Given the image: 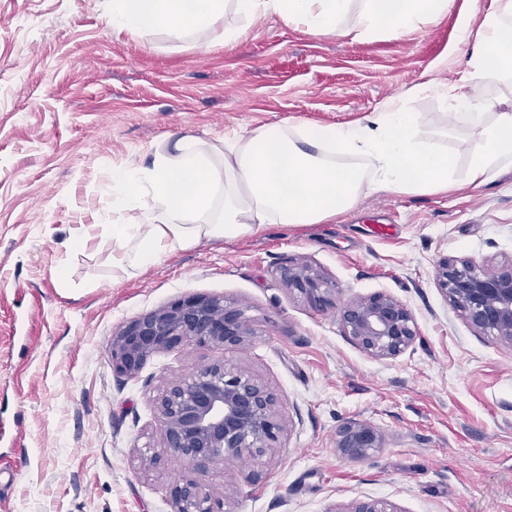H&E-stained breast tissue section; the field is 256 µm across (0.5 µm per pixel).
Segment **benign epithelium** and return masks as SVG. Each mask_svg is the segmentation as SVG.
Listing matches in <instances>:
<instances>
[{
	"mask_svg": "<svg viewBox=\"0 0 512 512\" xmlns=\"http://www.w3.org/2000/svg\"><path fill=\"white\" fill-rule=\"evenodd\" d=\"M281 279L314 310L336 305V284L318 269L287 267ZM436 279L471 325L512 345V262L488 274L445 258L436 266ZM339 316L345 333L377 357L399 355L418 335L412 310L383 293L348 302ZM255 336L244 308L218 297L185 296L124 325L112 338V368L133 377L156 352L187 344L227 350ZM277 406L271 386L221 361L201 364L189 377L163 387L155 407L164 448L186 459L195 473L171 486L173 512H224V498L208 492L202 476L217 463H257L272 455L285 433ZM381 447L382 434L365 422H347L336 433V449L344 458L365 459ZM340 512L399 510L386 500H371Z\"/></svg>",
	"mask_w": 512,
	"mask_h": 512,
	"instance_id": "benign-epithelium-1",
	"label": "benign epithelium"
}]
</instances>
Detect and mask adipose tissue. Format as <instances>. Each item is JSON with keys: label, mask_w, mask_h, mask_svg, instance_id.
I'll return each instance as SVG.
<instances>
[{"label": "adipose tissue", "mask_w": 512, "mask_h": 512, "mask_svg": "<svg viewBox=\"0 0 512 512\" xmlns=\"http://www.w3.org/2000/svg\"><path fill=\"white\" fill-rule=\"evenodd\" d=\"M352 0H112V27L151 32L168 28L184 37L211 31L233 4L242 19L275 16L319 36L338 27ZM450 0H363L361 34L393 36L447 11ZM460 42L473 54L460 82L448 93L450 107L483 117L487 102L477 88L493 74L512 75V0H497L478 30L463 26ZM418 113L399 102L349 126L267 124L210 141L179 138L156 152L147 167L112 172V209L142 210V222L114 221L121 261L138 270L160 255L257 235L269 225L322 224L353 208L364 188L388 194H447L481 188L512 168V112L496 113L483 126V145L454 177L455 157L419 131Z\"/></svg>", "instance_id": "adipose-tissue-1"}]
</instances>
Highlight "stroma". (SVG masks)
I'll return each mask as SVG.
<instances>
[{
	"label": "stroma",
	"mask_w": 512,
	"mask_h": 512,
	"mask_svg": "<svg viewBox=\"0 0 512 512\" xmlns=\"http://www.w3.org/2000/svg\"><path fill=\"white\" fill-rule=\"evenodd\" d=\"M495 0H451L403 36L357 39L226 7L203 47L162 28H112V0H0V467H18L0 512H172L189 464L163 453L154 399L198 365L224 361L267 381L290 430L264 477L237 467L206 479L226 512H339L385 499L399 512H512V346L483 335L440 290V259L487 271L512 261V169L477 191H364L326 224H272L255 236L201 242L136 271L112 237V172L150 165L190 134L220 138L270 123L354 125L396 100L464 179L481 126L512 112V76L478 88L482 123L453 114L426 72L451 84L472 48L458 41ZM447 60L448 67L434 70ZM311 264L337 304L377 293L415 313L419 334L377 358L283 286ZM187 295L245 307L255 338L233 350L186 345L112 369L119 328ZM361 420L384 446L338 454V428ZM159 454L143 468L141 459Z\"/></svg>",
	"instance_id": "stroma-1"
}]
</instances>
